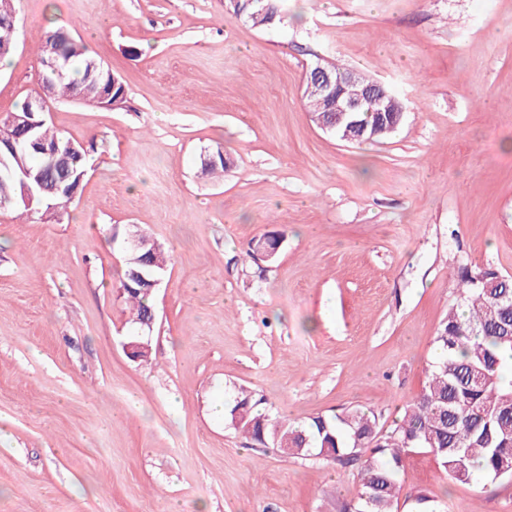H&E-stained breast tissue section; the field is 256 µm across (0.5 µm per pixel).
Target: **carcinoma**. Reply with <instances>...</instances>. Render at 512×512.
Segmentation results:
<instances>
[{"label": "carcinoma", "instance_id": "obj_1", "mask_svg": "<svg viewBox=\"0 0 512 512\" xmlns=\"http://www.w3.org/2000/svg\"><path fill=\"white\" fill-rule=\"evenodd\" d=\"M278 0H229L235 15L253 24L272 27L283 19V10L271 5ZM98 60L79 39L63 46V75L54 84V98L71 100L73 88L97 91L105 82ZM390 119L378 127L373 140H381L402 122L407 106L394 89H389ZM308 109L324 123L336 120V113L322 111L320 95L306 98ZM356 121L377 123V104L366 101L358 111L346 114L341 126ZM23 131L0 121V147L23 143ZM218 145L211 153L214 162L201 166L202 172L219 176L230 159ZM16 173L27 168L43 176V186L56 190L48 208L40 199L33 203L34 215L54 223L72 202L69 186L53 171L51 159L35 151L16 158L5 152ZM16 182L0 180V209H14ZM171 261L164 247L155 243L139 250L125 262L120 288L134 310V323L142 326L152 306L147 299L151 281L163 275ZM462 302L451 308L440 322L434 343L440 357L429 371L420 394L405 409L401 422L389 431L379 427L373 412L347 409L335 415H317L301 426H292L245 391L233 399L228 415L235 429L253 443L281 449L286 446L303 459L321 456L325 460L360 462L361 489L355 512H393L401 485L398 475L405 457L415 449L433 454L448 477L465 484L512 479V378L505 369L512 360V276L491 264L457 267Z\"/></svg>", "mask_w": 512, "mask_h": 512}]
</instances>
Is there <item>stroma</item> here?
<instances>
[{
	"instance_id": "35a3bbf8",
	"label": "stroma",
	"mask_w": 512,
	"mask_h": 512,
	"mask_svg": "<svg viewBox=\"0 0 512 512\" xmlns=\"http://www.w3.org/2000/svg\"><path fill=\"white\" fill-rule=\"evenodd\" d=\"M16 0L0 113L34 93L49 20L124 80L127 106L55 101L88 151L60 222L0 210V512H345L357 464L251 445L239 389L293 425L361 406L391 429L437 357L468 262L512 275V0ZM393 85L402 124L351 145L312 121L307 67ZM223 145V178L201 158ZM173 251L148 361L120 291L129 225ZM285 234L274 262L253 237ZM395 512H512L409 453ZM228 8L234 15H245L254 25L272 27L283 19L284 0H229ZM280 3L282 9L275 10L270 4ZM263 236L267 238V240L270 244V247L273 249H275L277 247V244L281 241V237L284 238V234L281 231H269V232L265 233ZM264 237L259 241V243L257 245V253L260 257L264 258L265 260L260 259L257 255L256 251L253 249L251 243L254 239L249 243V247H248L246 254L254 262L264 261L267 263H271V262H274L277 258L279 249L270 258L266 259L267 258L266 253L269 251V248L267 246H265V244H264V242L266 241V239Z\"/></svg>"
}]
</instances>
